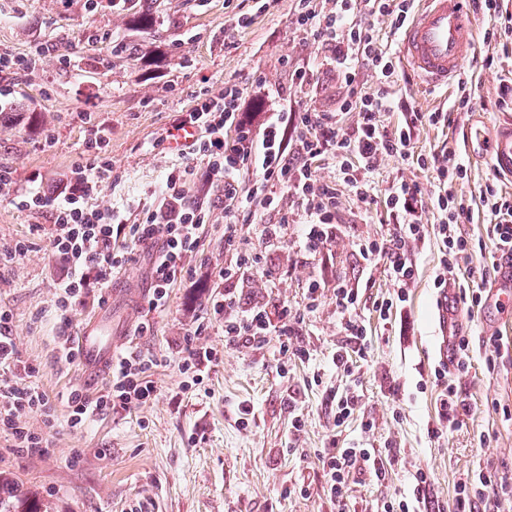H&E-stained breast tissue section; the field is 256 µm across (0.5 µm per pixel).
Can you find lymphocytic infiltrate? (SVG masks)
I'll use <instances>...</instances> for the list:
<instances>
[{
    "instance_id": "1",
    "label": "lymphocytic infiltrate",
    "mask_w": 512,
    "mask_h": 512,
    "mask_svg": "<svg viewBox=\"0 0 512 512\" xmlns=\"http://www.w3.org/2000/svg\"><path fill=\"white\" fill-rule=\"evenodd\" d=\"M414 2L332 0L331 8L324 12L316 10L313 0H295L294 23L316 50L312 62L292 70L288 88L277 89L272 95L257 94L263 108L259 114L249 111L243 88L232 79L225 80L219 93L197 95L190 110L178 113L173 130L167 135L168 140L175 142L187 129L197 131V138L189 143L196 160L169 168L157 205L142 210L134 222L91 204L112 170L104 157L105 141L100 137L86 142L82 161L73 168L69 182L60 185L54 195L28 191L11 197L10 202L17 209L50 212L54 226L50 247L73 265L71 275L59 283L54 300L60 323L70 324L77 307L94 290L108 286L114 271L129 261L127 251L112 245L117 233L136 245L158 242L159 248L151 259L149 308L155 311L165 307L170 288L187 272V257L198 252L200 230L210 218L209 208L188 197L187 187L200 167L210 182L224 189V250L232 255L224 267L228 284L262 261L260 253L244 247L240 225H261L266 240L277 239L282 225L289 222L283 200L291 198L304 213L298 252L318 256L336 239L343 192H353L361 203H369L374 193L371 178L389 157L415 160L421 169L433 173L438 191L428 199L418 182L394 180L387 195L391 224L387 238L357 246L366 264L385 258L396 286L392 296L375 302L380 318H388L392 309L405 302L417 271L413 256L429 238L440 242L441 273L435 279L436 286H443L448 274L469 265L473 248L459 230L468 218L469 207L456 190L467 169L456 160L452 149L426 155L413 151L420 127L447 124L448 115L410 108L405 86L394 79L393 55L376 46L374 19L385 18L391 33H400L415 18ZM325 65L335 71L347 90L337 111L319 112L289 99V89L305 91L316 67ZM363 69L370 71L375 81L372 93L364 96L357 91L358 73ZM397 108L403 118L396 127L379 125L378 112ZM352 111L358 114L356 122L343 126L342 115ZM228 130L235 134L229 145L224 142ZM327 156L336 161V179L332 182L321 181L314 168L316 161ZM246 173L254 177L247 188L241 185V177ZM481 199L489 216L488 237L499 254L512 255V196L500 194L497 187L489 184L482 190ZM430 210L435 211L436 221H428L426 213ZM270 213L279 215V223H265L264 217ZM359 302V287L337 286L340 328L362 352L366 349L367 330L357 313ZM209 306L214 317L224 322L225 343L261 342L275 334L282 338L281 354H288V338L294 330L284 323L275 324L265 307L238 310L230 287L221 296L210 298ZM11 321L10 312L0 310V431L10 436L15 448L41 455L47 441L42 433L23 423L22 417L35 413L43 417L46 425H53L52 405L35 379V367H25L27 380L23 383L14 372L17 359ZM159 364L157 356L138 346H129L113 362L108 388L94 397L80 389L65 394L64 401L70 410L68 426L79 429L96 415L147 404L156 394L150 372ZM371 458L367 448H341L326 458L328 494L340 512L347 507L350 474ZM506 487L496 471H479L472 480L458 484L453 512H492L488 490Z\"/></svg>"
}]
</instances>
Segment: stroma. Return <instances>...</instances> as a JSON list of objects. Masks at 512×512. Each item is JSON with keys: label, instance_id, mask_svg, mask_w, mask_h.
Returning a JSON list of instances; mask_svg holds the SVG:
<instances>
[{"label": "stroma", "instance_id": "stroma-1", "mask_svg": "<svg viewBox=\"0 0 512 512\" xmlns=\"http://www.w3.org/2000/svg\"><path fill=\"white\" fill-rule=\"evenodd\" d=\"M139 7L152 13L154 33L134 27V10L113 0H96L91 7L85 0H0V52L37 60L28 70L0 73V81L11 86L9 98L0 101V166L10 167L14 177L0 191V250L20 239L31 242L24 255L0 263V308L13 315L21 365L36 367L38 383L52 397L71 388L94 394L107 386L108 376L88 382L81 364L57 357L61 338L73 337L100 304L87 298L70 326L61 328L54 299L67 263L49 247L54 227L46 212L16 209L10 196L32 188L52 193L81 161L86 139L100 136L114 171L94 204L135 220L153 204L162 172L178 158L176 149L158 139L178 112L192 107L195 92L219 91L230 78L248 91L261 79L271 88L288 86L289 65L306 64L312 52L292 22V0H273L265 12L256 11L253 0H140ZM241 13L250 14V24L225 35V21ZM486 25L482 19L474 29L475 53L460 73L475 90L466 112L454 108L456 84L422 83L405 62L400 40L385 25L376 27L377 44L393 53L409 104L449 115L448 125L421 128L415 152L449 146L467 169L457 191L471 213L460 230L479 250L473 271H458L448 283L458 292L473 289L482 300L461 305L471 365L457 388L470 410L458 426L431 434L441 392L433 308L438 242L419 250L408 298L385 321L372 305L395 285L385 262L368 268L357 254V243L389 233L386 198L394 179L417 181L428 195L435 190L430 171L390 158L375 176L371 204L343 194L342 231L323 255L296 258L292 247L300 224L283 226L271 244L259 226L240 227L242 239L261 249L264 259L236 282L239 307L266 302L288 309L295 327L291 342L309 352L303 359L281 355L274 335L259 345L225 344L224 323L207 305L210 296L223 293L230 260L224 251V207L216 187L192 181L188 194L210 207L211 219L199 253L187 259L188 272L170 289L164 310L148 309L151 245L138 246L112 281L119 291L140 292L135 299L114 297L115 324L133 329L146 319L152 323L137 342L164 358L151 372L156 398L139 408L104 413L77 432L68 427L63 405H56L51 427L29 415L28 425L49 442L47 452H15L0 434V471L32 491L44 512H336L323 458L352 446L376 449L386 477L377 480L366 465L354 471L347 482L350 512H377L383 499L412 496L420 470L429 479L427 512H451L457 485L479 470L512 478V354L490 370L482 346L488 336L512 338V310L501 313L487 300L491 283L484 275L497 252L485 233L488 216L480 200L489 182L512 195V181L497 177L488 160L468 158L462 139L474 120L492 130L512 118V103H497L501 84L512 81V38L483 40ZM47 40L67 54V62L38 57ZM343 94L334 71L323 67L302 101L331 112ZM315 279L325 286L310 312L307 288ZM342 282L363 287L357 312L369 340L350 374L333 363L337 350L353 348L338 327L334 290ZM190 341L214 349L219 362L188 388L180 363ZM338 393L356 399L353 414L341 425Z\"/></svg>", "mask_w": 512, "mask_h": 512}]
</instances>
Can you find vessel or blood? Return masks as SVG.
<instances>
[{"label": "vessel or blood", "mask_w": 512, "mask_h": 512, "mask_svg": "<svg viewBox=\"0 0 512 512\" xmlns=\"http://www.w3.org/2000/svg\"><path fill=\"white\" fill-rule=\"evenodd\" d=\"M465 0H424V7L401 34V45L408 65L428 84H448L459 74L473 44L469 33L471 18ZM466 145L473 155H488L496 174L512 178V124L489 137L480 124H471ZM498 277L491 295L505 301L512 298V259L497 260ZM437 322L441 332L439 354L450 361L453 346L462 329V317L447 296H440ZM122 332L112 326V311L105 308L85 321L73 338L81 365L87 375L110 371L115 347Z\"/></svg>", "instance_id": "b4317fda"}]
</instances>
